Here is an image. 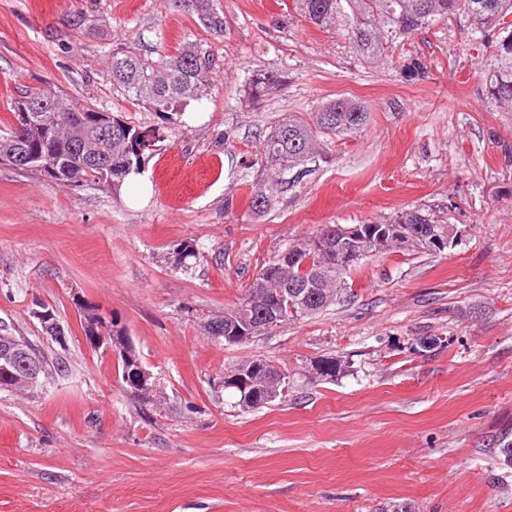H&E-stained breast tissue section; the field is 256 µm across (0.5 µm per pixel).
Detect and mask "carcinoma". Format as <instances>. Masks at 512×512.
Instances as JSON below:
<instances>
[{"mask_svg": "<svg viewBox=\"0 0 512 512\" xmlns=\"http://www.w3.org/2000/svg\"><path fill=\"white\" fill-rule=\"evenodd\" d=\"M179 6L197 11L200 22L218 34L224 33V19L206 3V0H175ZM305 17L322 28L343 24L347 36L357 53L366 61H378L383 54L382 36L376 24V16L394 26L403 34L412 35L435 20L450 15L467 18L472 33L478 36L490 56L482 66L484 72V95L501 108L512 110V24L504 19L512 15V0H301ZM214 66L213 55L200 47L188 43L173 56H161L154 60L123 48L112 50L111 74L113 85L122 89L132 100L155 113L160 120L157 127H134L112 118V136L102 139L98 155L88 159L83 153L87 137L99 133L102 118L109 113L100 111L77 99L63 101L57 95L38 88H26L19 92L15 102L44 104L35 124L19 125L18 113H13L14 123L8 136L0 139V160L11 162V154L26 151L36 162L24 171H36L52 181L78 186L93 181L118 188L132 172L141 170L142 162L150 152L143 140V133H160L172 126L177 115L192 101L207 95L210 72ZM408 80L425 76L427 64L417 55H410L403 65ZM65 106L72 118L69 127L54 132L52 116L55 107ZM369 121V113L356 102L338 99L323 105L312 113L310 119H288L272 126L262 144V157L268 179L257 185L250 198V209L255 213L271 208L278 190L281 175L295 169L302 172L307 165L329 157L328 139L340 135L362 132ZM396 224L436 223L422 210L405 212L396 219ZM315 237L310 236L288 245L298 249L299 261L288 270L281 267L280 255H275L262 267L265 276L256 277L249 285L237 306L224 311V316L207 322L209 327H218L224 332V317L241 311L248 317L257 318L270 306V298L278 295V289L288 287V279L312 285L317 299L310 302L311 310L288 318L312 317L336 303L337 291L345 285L344 277L351 269L339 268L334 257L311 245ZM80 325L88 336L101 323L99 309L90 302L80 307ZM13 351L10 370L22 376L27 372L26 363L35 358V366L41 378L49 376V365L45 357L27 339L11 333L0 335V351ZM253 382L258 389L249 409L267 404L266 385L277 390V399L285 397L288 389L285 378H270L266 373L267 360L254 358ZM319 375L324 381H334L343 372L340 362L334 357L318 360Z\"/></svg>", "mask_w": 512, "mask_h": 512, "instance_id": "obj_1", "label": "carcinoma"}]
</instances>
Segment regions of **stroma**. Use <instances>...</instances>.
<instances>
[{
  "instance_id": "obj_1",
  "label": "stroma",
  "mask_w": 512,
  "mask_h": 512,
  "mask_svg": "<svg viewBox=\"0 0 512 512\" xmlns=\"http://www.w3.org/2000/svg\"><path fill=\"white\" fill-rule=\"evenodd\" d=\"M223 33L174 0H0V137L20 88L82 99L133 125L155 113L116 91L113 47L156 58L191 41L210 89L146 159L149 198L45 180L0 163V324L59 369L0 391V512H512V112L488 104L485 49L465 17L407 36L385 27L369 63L299 0H210ZM428 64L406 80L409 53ZM272 73L258 102L250 82ZM336 99L364 132L288 173L249 208L269 127ZM421 208L455 246L364 258L340 299L236 345L200 325L258 270L327 224H381ZM199 256L176 266L172 252ZM118 319L167 400L139 404L117 361L91 348L74 297ZM53 308L67 348L32 311ZM344 360L333 381L318 359ZM263 358L288 397L244 409L224 376Z\"/></svg>"
}]
</instances>
